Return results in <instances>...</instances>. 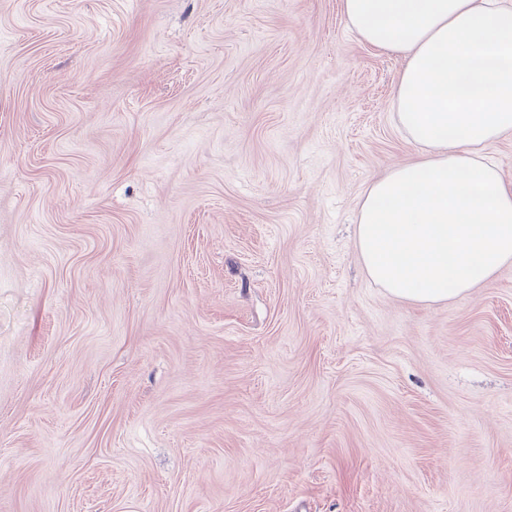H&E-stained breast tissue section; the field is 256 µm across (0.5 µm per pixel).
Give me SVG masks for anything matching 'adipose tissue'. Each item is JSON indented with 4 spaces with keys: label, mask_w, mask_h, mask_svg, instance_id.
I'll return each mask as SVG.
<instances>
[{
    "label": "adipose tissue",
    "mask_w": 512,
    "mask_h": 512,
    "mask_svg": "<svg viewBox=\"0 0 512 512\" xmlns=\"http://www.w3.org/2000/svg\"><path fill=\"white\" fill-rule=\"evenodd\" d=\"M360 40L403 55L398 128L416 161L373 180L356 247L405 302L455 299L512 264V186L489 153L512 133V0H342Z\"/></svg>",
    "instance_id": "1"
}]
</instances>
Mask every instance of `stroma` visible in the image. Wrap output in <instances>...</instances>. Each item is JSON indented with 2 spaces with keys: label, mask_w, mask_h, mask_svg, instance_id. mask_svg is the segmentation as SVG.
Wrapping results in <instances>:
<instances>
[{
  "label": "stroma",
  "mask_w": 512,
  "mask_h": 512,
  "mask_svg": "<svg viewBox=\"0 0 512 512\" xmlns=\"http://www.w3.org/2000/svg\"><path fill=\"white\" fill-rule=\"evenodd\" d=\"M403 66L341 0H0V512H512V265L356 248Z\"/></svg>",
  "instance_id": "stroma-1"
}]
</instances>
